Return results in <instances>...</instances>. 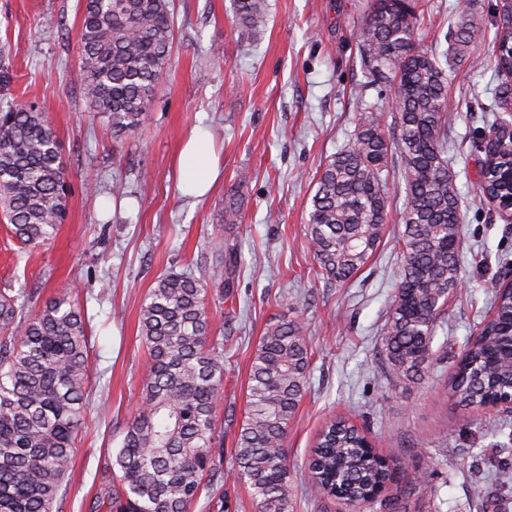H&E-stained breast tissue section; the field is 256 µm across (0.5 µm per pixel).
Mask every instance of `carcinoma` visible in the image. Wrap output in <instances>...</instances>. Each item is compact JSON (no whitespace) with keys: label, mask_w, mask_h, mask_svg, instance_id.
I'll return each mask as SVG.
<instances>
[{"label":"carcinoma","mask_w":512,"mask_h":512,"mask_svg":"<svg viewBox=\"0 0 512 512\" xmlns=\"http://www.w3.org/2000/svg\"><path fill=\"white\" fill-rule=\"evenodd\" d=\"M235 20L254 35L267 0H233ZM430 0H368L359 31L365 77L391 88L394 122L364 105L350 141L320 166L307 237L318 277L344 282L380 246L386 224H399L395 244L403 268L384 339L388 374L414 381L429 367L437 329L459 285L461 212L448 167V125L454 108L448 73L419 43ZM172 0H84L77 39L82 93L112 136L135 133L171 65ZM493 54L501 81L485 112L494 121L478 138L479 191L502 207L512 196V21L499 0ZM485 30L463 0L445 61L473 57ZM398 163L401 209L390 212L388 163ZM68 210L63 163L48 112L15 105L0 112V212L22 247L51 239ZM242 222L231 195L224 223ZM219 254L208 274L168 273L150 289L140 313L149 355L141 406L108 457L113 489L97 500L105 512H192L200 500L224 512L213 477L243 482L255 512H291L286 440L310 367L303 327L285 317L267 325L253 354L244 418L234 455L224 466L215 423L224 391V339L212 338L208 283L231 287ZM32 296L0 292V512H53L73 467L90 385V320L64 290L39 308ZM512 288L497 287L491 317L469 337L449 381L464 408L512 396ZM317 498L342 495L381 512H420L428 487L414 477L383 499L389 463L344 418L329 420L307 462Z\"/></svg>","instance_id":"carcinoma-1"}]
</instances>
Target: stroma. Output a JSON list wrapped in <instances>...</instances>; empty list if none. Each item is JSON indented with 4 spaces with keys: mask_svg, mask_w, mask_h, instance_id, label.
<instances>
[{
    "mask_svg": "<svg viewBox=\"0 0 512 512\" xmlns=\"http://www.w3.org/2000/svg\"><path fill=\"white\" fill-rule=\"evenodd\" d=\"M420 44L437 54L458 0H430ZM257 39L241 34L232 0H174L171 66L135 135L116 141L86 110L78 69L80 0H0V108L48 107L65 162L70 204L48 242L19 251L0 222V289L41 304L66 289L90 316L92 392L75 462L58 512H93L111 481L112 441L140 405L148 355L139 313L157 280L217 252L236 257L233 292L210 295L213 335L234 356L216 410L224 455L232 457L246 408L252 357L267 323L294 315L312 354L299 407L288 426L292 512H347L314 501L305 461L326 421L345 417L375 450L403 460L427 480L423 512H512V412L456 406L448 382L460 351L487 315L495 288L512 273V221L478 191L484 112L500 78L483 43L478 62L449 73L456 104L448 156L461 199L459 288L438 329L425 377L411 384L385 376L382 340L402 270L397 224L346 283L314 275L306 220L321 164L350 140L361 103L387 108L388 89L365 84L358 33L367 0H268ZM224 51L216 62L214 48ZM210 128L222 170L210 195L180 194L178 158L190 129ZM250 178L237 183L236 174ZM237 190L243 221H222Z\"/></svg>",
    "mask_w": 512,
    "mask_h": 512,
    "instance_id": "stroma-1",
    "label": "stroma"
}]
</instances>
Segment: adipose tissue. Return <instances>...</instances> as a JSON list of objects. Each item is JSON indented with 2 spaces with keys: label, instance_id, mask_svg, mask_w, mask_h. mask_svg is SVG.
Returning <instances> with one entry per match:
<instances>
[{
  "label": "adipose tissue",
  "instance_id": "ef3b65f1",
  "mask_svg": "<svg viewBox=\"0 0 512 512\" xmlns=\"http://www.w3.org/2000/svg\"><path fill=\"white\" fill-rule=\"evenodd\" d=\"M179 169L178 189L183 195L199 199L209 192L220 174V162L208 129H191L179 156Z\"/></svg>",
  "mask_w": 512,
  "mask_h": 512
}]
</instances>
